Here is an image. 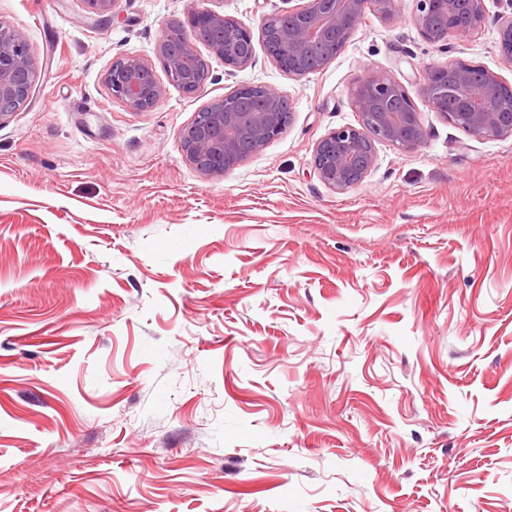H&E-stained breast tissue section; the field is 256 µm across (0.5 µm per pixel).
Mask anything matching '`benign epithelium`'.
I'll return each mask as SVG.
<instances>
[{"instance_id": "benign-epithelium-1", "label": "benign epithelium", "mask_w": 512, "mask_h": 512, "mask_svg": "<svg viewBox=\"0 0 512 512\" xmlns=\"http://www.w3.org/2000/svg\"><path fill=\"white\" fill-rule=\"evenodd\" d=\"M116 0H88L98 21L110 24ZM210 0H192L183 33L175 38L162 27L157 53L167 82L155 68L136 56L113 60L104 82L111 96L132 112L151 110L166 92V84L186 94L203 85L205 60L196 42L224 60L228 74L252 63L253 34L237 19L207 7ZM388 18L398 0H302V4L263 19L261 37L270 58L290 76L302 79L318 71L307 54L317 46L344 47L364 18L368 5ZM486 19L485 0H417L412 23L431 44L448 37H467ZM499 49L512 60V12L499 18ZM476 65L456 61L432 65L423 76L422 97L451 124L475 137L512 136V86L489 70L475 76ZM38 70L23 34L0 24V119L17 111L29 98ZM285 96L266 85H242L196 113L182 133L189 160L209 175H224L260 151L284 131ZM360 114L356 126H343L324 136L314 152V169L328 187L344 191L360 184L375 165L376 144L389 143L408 151L425 138L421 113L406 86L388 75L369 72L354 90Z\"/></svg>"}]
</instances>
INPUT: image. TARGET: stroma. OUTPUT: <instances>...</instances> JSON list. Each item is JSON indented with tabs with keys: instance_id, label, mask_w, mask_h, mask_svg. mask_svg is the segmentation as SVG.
<instances>
[{
	"instance_id": "stroma-1",
	"label": "stroma",
	"mask_w": 512,
	"mask_h": 512,
	"mask_svg": "<svg viewBox=\"0 0 512 512\" xmlns=\"http://www.w3.org/2000/svg\"><path fill=\"white\" fill-rule=\"evenodd\" d=\"M190 0H0L38 66L0 120V512H512V136L425 103L427 67L512 84L505 0L477 33L426 42L416 0L367 12L297 79L257 47L147 112L104 75L159 65ZM259 32L287 0H214ZM405 84L425 139L377 146L337 191L314 150L357 125L366 72ZM242 84L292 120L222 176L182 133Z\"/></svg>"
}]
</instances>
